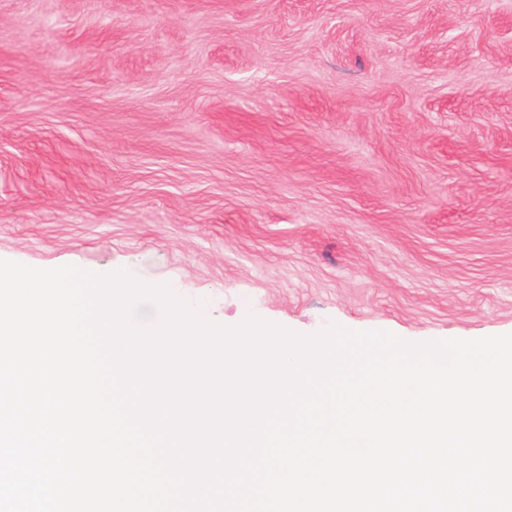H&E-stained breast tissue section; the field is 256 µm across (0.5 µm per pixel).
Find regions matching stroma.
Instances as JSON below:
<instances>
[{
	"instance_id": "35a3bbf8",
	"label": "stroma",
	"mask_w": 512,
	"mask_h": 512,
	"mask_svg": "<svg viewBox=\"0 0 512 512\" xmlns=\"http://www.w3.org/2000/svg\"><path fill=\"white\" fill-rule=\"evenodd\" d=\"M411 343L512 333V0H0V259Z\"/></svg>"
}]
</instances>
